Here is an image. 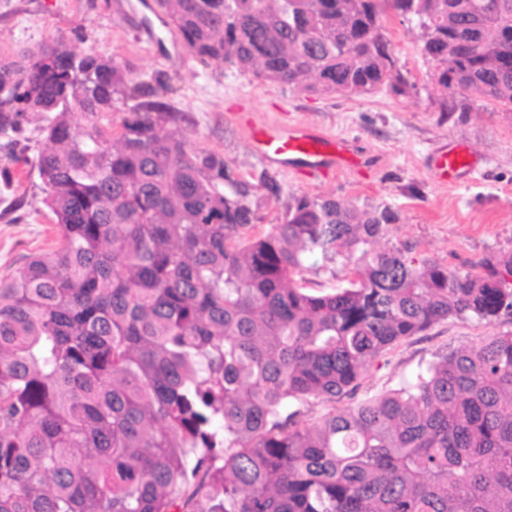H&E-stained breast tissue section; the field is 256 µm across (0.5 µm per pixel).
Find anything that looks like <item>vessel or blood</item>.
Here are the masks:
<instances>
[{
    "label": "vessel or blood",
    "mask_w": 512,
    "mask_h": 512,
    "mask_svg": "<svg viewBox=\"0 0 512 512\" xmlns=\"http://www.w3.org/2000/svg\"><path fill=\"white\" fill-rule=\"evenodd\" d=\"M256 151L268 162L312 175L329 176L342 170H360L361 161L344 139L303 127L284 128L274 122H256L249 127ZM433 166L437 178L454 182L464 168L462 154L455 149L439 152Z\"/></svg>",
    "instance_id": "b4317fda"
}]
</instances>
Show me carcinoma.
<instances>
[{"instance_id":"carcinoma-1","label":"carcinoma","mask_w":512,"mask_h":512,"mask_svg":"<svg viewBox=\"0 0 512 512\" xmlns=\"http://www.w3.org/2000/svg\"><path fill=\"white\" fill-rule=\"evenodd\" d=\"M156 2L202 61L327 96L407 85L391 11L439 85L512 112V0ZM79 41L0 50V181L30 167L57 229L0 279V512H512L511 331L304 420L401 340L512 315V255L418 264L398 212L333 196L255 234L262 198L165 77ZM349 274L348 268L341 262L330 265L327 268L312 269L304 274L308 288H331L341 284Z\"/></svg>"}]
</instances>
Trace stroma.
<instances>
[{
    "instance_id": "stroma-1",
    "label": "stroma",
    "mask_w": 512,
    "mask_h": 512,
    "mask_svg": "<svg viewBox=\"0 0 512 512\" xmlns=\"http://www.w3.org/2000/svg\"><path fill=\"white\" fill-rule=\"evenodd\" d=\"M149 0H0V47L36 43L56 31L78 30L87 45L125 60L138 72L161 74L173 87L170 102L187 113L198 147L219 153L251 182L276 175L280 196L261 210L260 229L276 223L289 199L331 195L360 209L389 206L400 220L388 237L417 260L452 270L480 271L512 254V112L438 85L434 65L399 17L382 18L397 65L408 85L366 93L322 96L271 84L223 64L201 63L187 51ZM303 124L349 139L367 157L362 173L312 178L264 161L249 144L240 119ZM461 147L468 167L453 183L438 182L431 163L443 148ZM37 178L23 171L12 188L0 185V277L21 258L50 249L52 225ZM512 331V316L487 325L452 319L395 345L366 373L355 397L336 408L399 388L420 368L452 348L490 332Z\"/></svg>"
}]
</instances>
